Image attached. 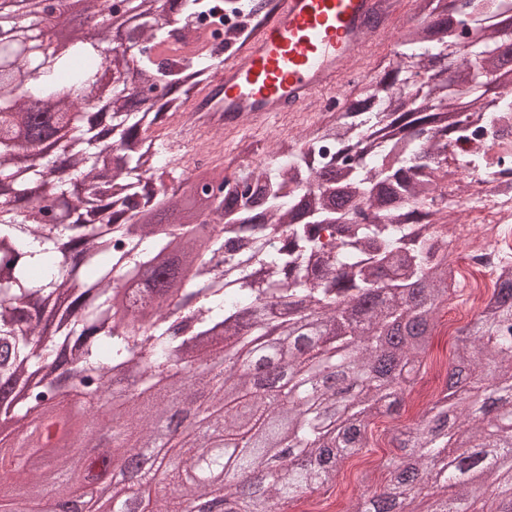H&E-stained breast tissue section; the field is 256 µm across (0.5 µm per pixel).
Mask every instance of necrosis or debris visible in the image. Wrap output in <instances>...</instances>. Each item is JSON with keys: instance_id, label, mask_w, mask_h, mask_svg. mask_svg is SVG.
Segmentation results:
<instances>
[{"instance_id": "1", "label": "necrosis or debris", "mask_w": 512, "mask_h": 512, "mask_svg": "<svg viewBox=\"0 0 512 512\" xmlns=\"http://www.w3.org/2000/svg\"><path fill=\"white\" fill-rule=\"evenodd\" d=\"M505 144H512V109L470 125L448 155L449 190L467 186L469 221L460 225L456 240L464 246L463 268L471 283L467 309L473 313L487 301L489 274L512 263V162L499 159Z\"/></svg>"}]
</instances>
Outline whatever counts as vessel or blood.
I'll return each mask as SVG.
<instances>
[{
	"mask_svg": "<svg viewBox=\"0 0 512 512\" xmlns=\"http://www.w3.org/2000/svg\"><path fill=\"white\" fill-rule=\"evenodd\" d=\"M399 0H279L250 45L225 57L174 126L195 152L207 132L232 138L296 119L349 83L353 59L391 47Z\"/></svg>",
	"mask_w": 512,
	"mask_h": 512,
	"instance_id": "b4317fda",
	"label": "vessel or blood"
}]
</instances>
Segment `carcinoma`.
<instances>
[{
  "mask_svg": "<svg viewBox=\"0 0 512 512\" xmlns=\"http://www.w3.org/2000/svg\"><path fill=\"white\" fill-rule=\"evenodd\" d=\"M270 0H224L246 18L269 17ZM426 14L404 28L393 60L334 121L275 143L267 158L201 170L218 184L199 194L221 230L208 236L184 221L195 192L155 128L185 110L209 79L204 39L160 58L171 19L195 21L210 0H127L124 21L100 14L102 41L86 40L69 15L58 45L45 36L42 0H0V419L42 407L62 439L79 419L64 410L55 371L80 369L82 390L104 396L128 376L143 381L112 413L107 460L135 449L156 416L197 392L220 408L219 433L189 434L177 459L159 457L137 479L155 485L154 512H181L163 482L188 495L234 498L229 512L282 506L336 485L345 464L368 452L372 418L400 410L425 365L431 333L452 287L448 197L441 181L448 141L507 103L498 83L501 49L512 47V0H465L471 68L454 83L437 77L411 90L410 69L454 67L458 8L423 0ZM63 146L45 163V142ZM354 205L336 208V191ZM134 303L152 301L137 322L118 303L121 288L148 271ZM428 328L424 339L413 335ZM242 355L288 371L267 389L235 369ZM197 357L218 371L182 374ZM444 389L391 439L401 455L382 462L389 477L363 492L352 512H512V418L483 411L512 397V265L496 273L483 310L458 338ZM234 440L218 469L262 467L270 481L246 495L200 478L207 448ZM495 461L462 468L460 439ZM284 444L306 459L279 462ZM58 450L41 464L59 495L71 476ZM482 507H476L477 503Z\"/></svg>",
  "mask_w": 512,
  "mask_h": 512,
  "instance_id": "cac0c4a2",
  "label": "carcinoma"
}]
</instances>
